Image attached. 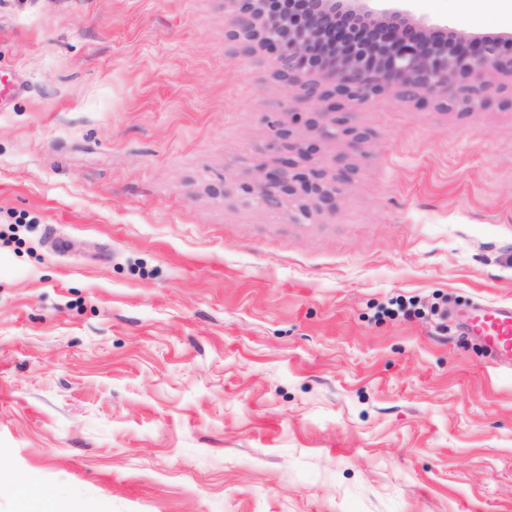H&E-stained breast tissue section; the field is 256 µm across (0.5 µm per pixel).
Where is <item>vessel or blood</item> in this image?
Masks as SVG:
<instances>
[{
  "instance_id": "b4317fda",
  "label": "vessel or blood",
  "mask_w": 512,
  "mask_h": 512,
  "mask_svg": "<svg viewBox=\"0 0 512 512\" xmlns=\"http://www.w3.org/2000/svg\"><path fill=\"white\" fill-rule=\"evenodd\" d=\"M461 327L494 350L499 366L512 369V306L490 304L474 309L462 317Z\"/></svg>"
}]
</instances>
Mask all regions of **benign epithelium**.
<instances>
[{
  "label": "benign epithelium",
  "mask_w": 512,
  "mask_h": 512,
  "mask_svg": "<svg viewBox=\"0 0 512 512\" xmlns=\"http://www.w3.org/2000/svg\"><path fill=\"white\" fill-rule=\"evenodd\" d=\"M224 12L233 52L270 54L276 75L313 104L315 142L290 141L280 116L298 113L291 100L266 113L272 135L261 152L275 166L258 163L243 187L263 208L295 204L297 220L336 211L354 167L342 157L327 167L318 143L348 135L360 147L367 133L347 126L353 110L391 92L475 112L492 103L489 75L512 76V32L461 36L414 17L408 0H224Z\"/></svg>",
  "instance_id": "1"
}]
</instances>
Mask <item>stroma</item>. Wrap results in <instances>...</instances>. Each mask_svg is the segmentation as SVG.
I'll list each match as a JSON object with an SVG mask.
<instances>
[{
    "mask_svg": "<svg viewBox=\"0 0 512 512\" xmlns=\"http://www.w3.org/2000/svg\"><path fill=\"white\" fill-rule=\"evenodd\" d=\"M416 16L495 33L432 0ZM224 0H0V512H512V374L412 296L512 304V80L387 93L335 212L244 191L268 60Z\"/></svg>",
    "mask_w": 512,
    "mask_h": 512,
    "instance_id": "1",
    "label": "stroma"
}]
</instances>
